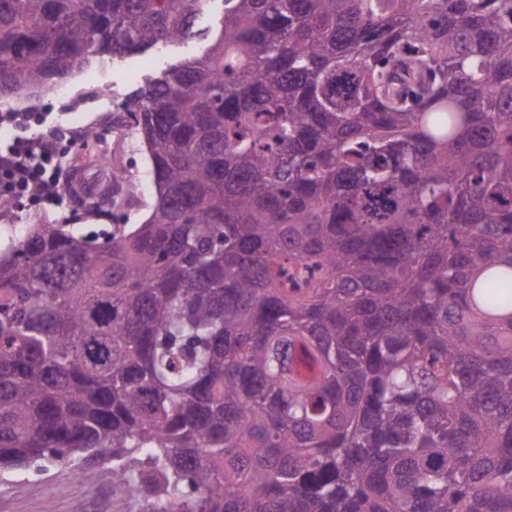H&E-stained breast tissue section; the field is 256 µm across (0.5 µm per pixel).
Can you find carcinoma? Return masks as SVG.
<instances>
[{
    "label": "carcinoma",
    "mask_w": 512,
    "mask_h": 512,
    "mask_svg": "<svg viewBox=\"0 0 512 512\" xmlns=\"http://www.w3.org/2000/svg\"><path fill=\"white\" fill-rule=\"evenodd\" d=\"M212 0H0V97ZM122 109L155 201L0 250V466L139 512H512V0H221ZM430 65L374 95L392 50Z\"/></svg>",
    "instance_id": "carcinoma-1"
}]
</instances>
